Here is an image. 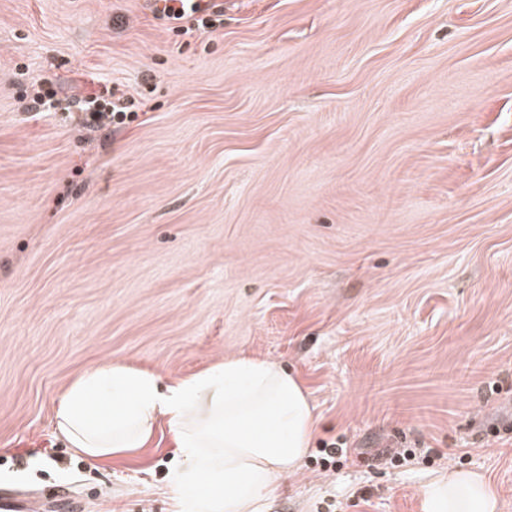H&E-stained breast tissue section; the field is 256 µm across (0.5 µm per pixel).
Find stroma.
Instances as JSON below:
<instances>
[{"label":"stroma","instance_id":"obj_1","mask_svg":"<svg viewBox=\"0 0 512 512\" xmlns=\"http://www.w3.org/2000/svg\"><path fill=\"white\" fill-rule=\"evenodd\" d=\"M223 2L177 36L144 0H0V490L172 512L167 421L95 462L54 403L105 360L167 384L249 355L349 451L261 512H423L452 465L512 512V0ZM45 77L138 117L30 112ZM65 100L69 105L78 106V124L91 131L110 129L112 126L119 128L126 121H133L139 109V102L136 104L134 97H116L115 92L107 86L98 95L80 98L65 96Z\"/></svg>","mask_w":512,"mask_h":512}]
</instances>
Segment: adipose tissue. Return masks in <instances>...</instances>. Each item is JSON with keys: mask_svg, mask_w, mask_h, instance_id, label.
Returning a JSON list of instances; mask_svg holds the SVG:
<instances>
[{"mask_svg": "<svg viewBox=\"0 0 512 512\" xmlns=\"http://www.w3.org/2000/svg\"><path fill=\"white\" fill-rule=\"evenodd\" d=\"M53 413L65 445L92 460L139 452L168 419L181 457L171 479L175 512H260L298 471L318 426L295 375L244 356L169 384L104 361L71 382ZM422 497L424 512H501L495 485L474 471L449 469Z\"/></svg>", "mask_w": 512, "mask_h": 512, "instance_id": "obj_1", "label": "adipose tissue"}]
</instances>
